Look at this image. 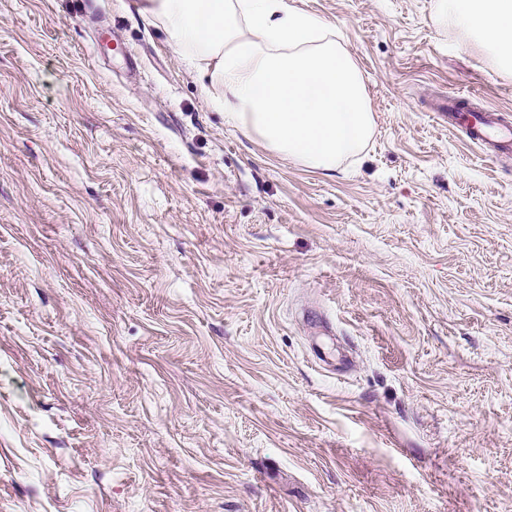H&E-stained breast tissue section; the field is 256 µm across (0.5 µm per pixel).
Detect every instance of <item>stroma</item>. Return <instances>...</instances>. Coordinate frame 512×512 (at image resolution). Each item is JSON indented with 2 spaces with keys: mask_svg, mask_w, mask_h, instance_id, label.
I'll use <instances>...</instances> for the list:
<instances>
[{
  "mask_svg": "<svg viewBox=\"0 0 512 512\" xmlns=\"http://www.w3.org/2000/svg\"><path fill=\"white\" fill-rule=\"evenodd\" d=\"M435 0H295L375 116L325 175L139 0H0V512H512V76ZM499 111L488 108L474 112L465 123L468 140L471 144L489 151L506 150L512 141V127H505L497 114Z\"/></svg>",
  "mask_w": 512,
  "mask_h": 512,
  "instance_id": "obj_1",
  "label": "stroma"
}]
</instances>
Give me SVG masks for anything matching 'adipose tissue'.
<instances>
[{"mask_svg":"<svg viewBox=\"0 0 512 512\" xmlns=\"http://www.w3.org/2000/svg\"><path fill=\"white\" fill-rule=\"evenodd\" d=\"M227 126L331 173L372 140L367 86L336 27L288 0H143ZM434 20L512 74V0H435Z\"/></svg>","mask_w":512,"mask_h":512,"instance_id":"1","label":"adipose tissue"}]
</instances>
